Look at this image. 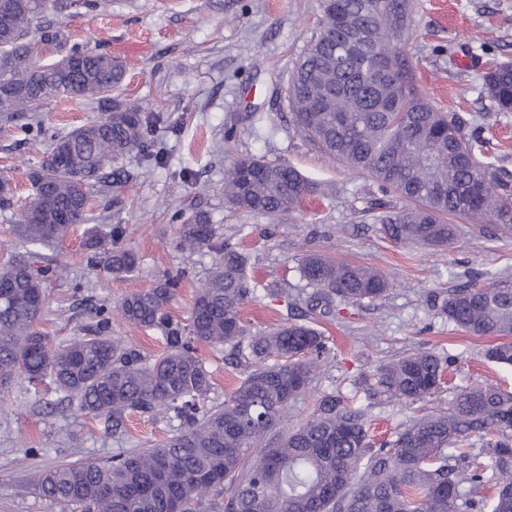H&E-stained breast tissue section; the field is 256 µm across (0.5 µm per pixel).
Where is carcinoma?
I'll return each instance as SVG.
<instances>
[{"label": "carcinoma", "mask_w": 512, "mask_h": 512, "mask_svg": "<svg viewBox=\"0 0 512 512\" xmlns=\"http://www.w3.org/2000/svg\"><path fill=\"white\" fill-rule=\"evenodd\" d=\"M47 0H0V112H37L51 98H72L105 115L55 137L29 172L22 205L0 182V217L29 245L47 246L90 221L92 190L112 162L140 148L147 134L141 107L112 99L125 68L112 55L70 42L44 20ZM318 28L293 63L288 104L295 129L332 162L366 174L383 193L410 203L375 215L379 231L408 247H446L457 218L494 236L512 229V182L482 162L476 116L436 109L414 85L398 49L411 26L410 0H321ZM59 59L36 64L38 44ZM488 97L512 112V62L485 73ZM65 152L61 168L56 154ZM319 190L285 161L243 156L225 172L224 199L278 220L294 221L303 200ZM69 223H61V213ZM176 247L190 256L220 253L196 289L189 323L168 306L180 276L167 274L125 296L117 312L129 325L162 334L166 350L148 358L112 335V309L100 307L90 335L62 347L36 330L47 298L45 276L56 261L33 268L28 257L0 266V403L23 377L45 381L87 414L118 425L138 412L175 417L180 430L149 448L122 450L112 460L56 465L38 474L37 494L64 512H512V392L472 383L446 409L401 424L391 439L372 441L367 427L383 405L424 403L441 389L455 359L421 348L361 373L354 405L323 395L301 424L288 410L326 370L329 347L316 315L373 302L388 291L375 267L304 252L299 271L311 288L308 314L251 332L241 318L258 288L250 257L229 243L204 213L184 216ZM108 233L86 229L89 264L114 275L135 271L138 257ZM438 314L473 336H496L484 356L512 365V282L460 285L442 296ZM204 344L227 351L240 382L221 404L210 403L213 372L197 354ZM479 450H474L475 442ZM494 489L492 501L478 489Z\"/></svg>", "instance_id": "cac0c4a2"}]
</instances>
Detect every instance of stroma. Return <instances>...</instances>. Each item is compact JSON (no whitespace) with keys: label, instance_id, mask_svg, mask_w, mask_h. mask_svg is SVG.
Returning a JSON list of instances; mask_svg holds the SVG:
<instances>
[{"label":"stroma","instance_id":"obj_1","mask_svg":"<svg viewBox=\"0 0 512 512\" xmlns=\"http://www.w3.org/2000/svg\"><path fill=\"white\" fill-rule=\"evenodd\" d=\"M61 2L49 0L47 20L71 40L123 62L118 96L158 116L165 159L149 166L133 151L113 163L112 182L94 188L93 222L104 232L123 228L117 245L137 254L133 274L117 277L91 266L81 225L51 248L36 249L35 266L54 258L68 268L45 284L47 305L38 328L52 345L86 335L96 307L116 306L169 272L180 275L181 285L168 312L188 323L195 290L218 256L178 251L171 215L202 211L219 226L221 241L251 255L249 273L259 293L241 315L252 329L290 311L305 314L297 301L305 289L298 271L302 250L376 267L389 282L383 299L324 317L328 371L295 402L293 421L310 415L323 393L356 397L360 372L418 348L457 358L444 387L430 398L431 408H447L455 389L474 382L512 392V367L484 357L490 339L456 330L427 304L428 294L457 285L512 280V233L490 238L463 222L447 249L396 245L380 233L374 215L381 206L402 209L404 200L328 161L292 126L288 75L317 27L319 0H111L97 12ZM412 6L401 51L418 88L443 111L479 116L483 160L512 175V112L493 109L483 84L490 62L512 61V0H412ZM97 115L76 99L47 100L38 112L45 133L27 142L18 135L21 117L0 116V180L25 197L28 174L53 136ZM244 155L288 162L328 191L303 202L296 224L230 209L224 171ZM276 288L296 299L294 309L273 296ZM179 427L174 418L134 413L116 429L108 417L79 412L49 384L16 380L9 403L0 407V512H62L34 493L39 471L106 461L118 449L146 447Z\"/></svg>","mask_w":512,"mask_h":512}]
</instances>
